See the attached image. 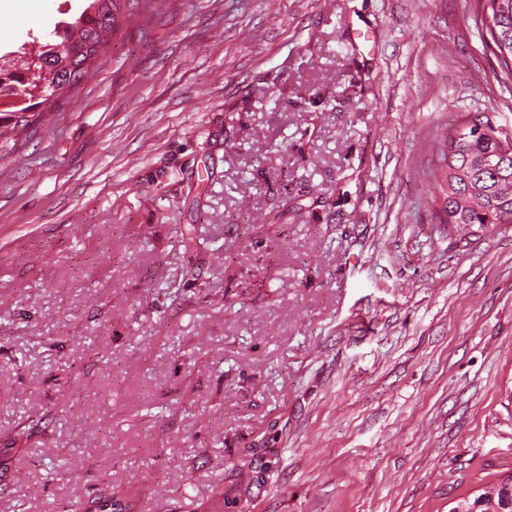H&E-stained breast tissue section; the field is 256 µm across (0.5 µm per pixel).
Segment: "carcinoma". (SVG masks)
<instances>
[{"mask_svg":"<svg viewBox=\"0 0 512 512\" xmlns=\"http://www.w3.org/2000/svg\"><path fill=\"white\" fill-rule=\"evenodd\" d=\"M87 6L72 21L55 25L52 39L41 44L43 96L37 102L11 110L0 109V147L7 146L10 132L26 129L42 118L39 108L52 105L75 87L67 84L70 70L95 73L94 64L118 31L120 21L131 15L152 17L161 13L167 0H86ZM476 24L489 32L493 52L501 67L512 76V0H477ZM32 62L11 53L0 54V76L21 74ZM442 171L440 208L447 224L494 232L512 224V142L477 114L442 133L435 145Z\"/></svg>","mask_w":512,"mask_h":512,"instance_id":"1","label":"carcinoma"}]
</instances>
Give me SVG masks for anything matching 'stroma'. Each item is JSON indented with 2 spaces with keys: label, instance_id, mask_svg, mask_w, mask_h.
<instances>
[{
  "label": "stroma",
  "instance_id": "stroma-1",
  "mask_svg": "<svg viewBox=\"0 0 512 512\" xmlns=\"http://www.w3.org/2000/svg\"><path fill=\"white\" fill-rule=\"evenodd\" d=\"M84 0H0V52ZM473 0H168L0 159V512H448L512 474V126ZM62 465L45 481L46 465ZM465 117L437 139L435 156L444 177L437 186L446 217L441 223L477 226V236L512 224V138L501 135L488 115Z\"/></svg>",
  "mask_w": 512,
  "mask_h": 512
}]
</instances>
